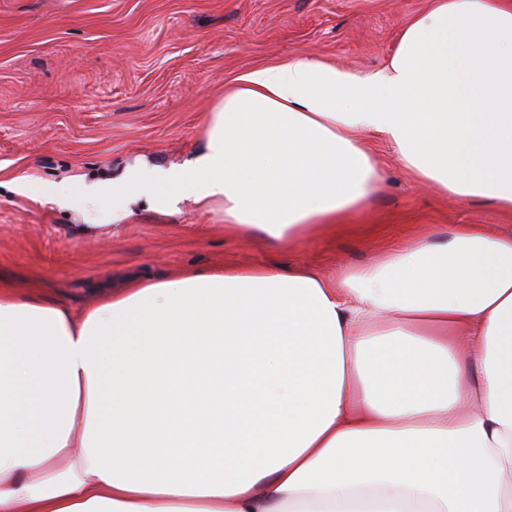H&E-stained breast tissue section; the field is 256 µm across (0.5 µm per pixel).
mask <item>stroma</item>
I'll use <instances>...</instances> for the list:
<instances>
[{
	"label": "stroma",
	"instance_id": "obj_1",
	"mask_svg": "<svg viewBox=\"0 0 512 512\" xmlns=\"http://www.w3.org/2000/svg\"><path fill=\"white\" fill-rule=\"evenodd\" d=\"M429 0H0V277L21 295L78 312L134 279L231 260L305 263L327 277L454 224L504 223L489 201L443 198L391 147H370L384 183L351 223L368 233L307 236L293 248L229 237L193 201L147 195L88 232L47 185L80 189L146 161L181 168L203 144L225 84L302 52L344 68L384 65Z\"/></svg>",
	"mask_w": 512,
	"mask_h": 512
}]
</instances>
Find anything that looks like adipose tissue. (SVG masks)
<instances>
[{"mask_svg": "<svg viewBox=\"0 0 512 512\" xmlns=\"http://www.w3.org/2000/svg\"><path fill=\"white\" fill-rule=\"evenodd\" d=\"M512 214V0H429L370 71L239 76L151 191L283 247L376 191L361 134ZM512 512V230L463 224L328 283L265 262L143 280L83 314L0 289V512Z\"/></svg>", "mask_w": 512, "mask_h": 512, "instance_id": "adipose-tissue-1", "label": "adipose tissue"}]
</instances>
